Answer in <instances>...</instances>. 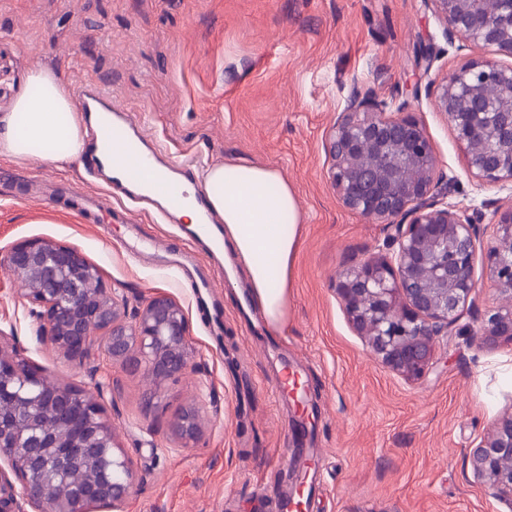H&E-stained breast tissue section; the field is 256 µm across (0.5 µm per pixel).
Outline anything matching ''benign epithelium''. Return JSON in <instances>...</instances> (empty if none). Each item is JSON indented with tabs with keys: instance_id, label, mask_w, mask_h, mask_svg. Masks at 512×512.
Here are the masks:
<instances>
[{
	"instance_id": "benign-epithelium-1",
	"label": "benign epithelium",
	"mask_w": 512,
	"mask_h": 512,
	"mask_svg": "<svg viewBox=\"0 0 512 512\" xmlns=\"http://www.w3.org/2000/svg\"><path fill=\"white\" fill-rule=\"evenodd\" d=\"M444 35L482 51L435 85L434 101L453 127L468 172L512 185V0H431ZM436 55L419 47L415 67L430 74ZM421 83L391 112L366 85L351 87L329 134L330 183L341 206L390 224L389 252L343 270L336 281L348 321L384 368L420 378L432 364L437 338L460 321L478 290L482 255L501 302L470 330L486 348L512 346V201L493 210L496 232L480 239L482 214L448 201L451 182L438 171L424 124L407 114ZM24 283L23 300L39 320L37 340L83 364L97 352L93 331L112 360L144 366L159 384L191 367L188 320L182 306L159 294L124 320L127 297L103 281L78 249L26 240L0 259ZM110 392L97 395L37 375L15 350L0 345V512H121L135 474L104 415ZM203 429L196 407L172 423L183 443ZM112 456V473L99 468ZM473 476L512 507V404L469 450Z\"/></svg>"
}]
</instances>
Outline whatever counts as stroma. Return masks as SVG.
<instances>
[{"label":"stroma","instance_id":"35a3bbf8","mask_svg":"<svg viewBox=\"0 0 512 512\" xmlns=\"http://www.w3.org/2000/svg\"><path fill=\"white\" fill-rule=\"evenodd\" d=\"M433 45L437 81L478 51L446 40L429 0H0V113L30 70L55 71L71 93L95 83L132 111L173 168L246 159L278 170L304 220L284 331L238 317L244 271L218 282L216 310L198 309L161 249L191 242L183 225L133 224L123 196L83 215L82 162L57 167L0 155V255L32 239L80 250L130 307L162 292L188 318L194 367L162 385L129 362L76 365L36 340L21 284L0 268V345L41 376L95 393L136 475L123 512H270L263 488H287L299 439L315 450L323 491L309 512H512L474 478L467 454L512 402V347L440 337L433 363L407 380L380 366L348 322L336 277L386 250L392 228L344 209L326 140L353 83L389 102L414 77L415 48ZM433 143L451 202L491 215L512 188L472 177L433 96L411 101ZM193 404L205 424L182 447L171 433Z\"/></svg>","mask_w":512,"mask_h":512}]
</instances>
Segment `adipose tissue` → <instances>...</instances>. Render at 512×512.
Returning a JSON list of instances; mask_svg holds the SVG:
<instances>
[{
    "label": "adipose tissue",
    "instance_id": "ef3b65f1",
    "mask_svg": "<svg viewBox=\"0 0 512 512\" xmlns=\"http://www.w3.org/2000/svg\"><path fill=\"white\" fill-rule=\"evenodd\" d=\"M28 85L0 114V152L26 162H71L85 143L79 103L49 70L30 71ZM203 185L255 304L272 328L284 330L302 224L294 189L279 171L247 160L211 166ZM285 221L286 233L280 230Z\"/></svg>",
    "mask_w": 512,
    "mask_h": 512
}]
</instances>
